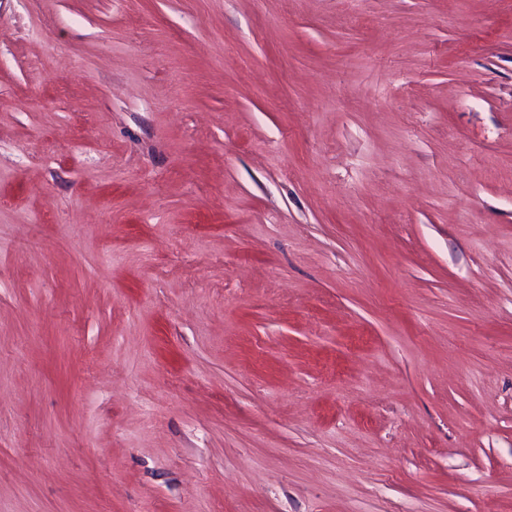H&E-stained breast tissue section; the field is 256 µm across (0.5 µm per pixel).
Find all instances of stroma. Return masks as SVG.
Here are the masks:
<instances>
[{"instance_id": "1", "label": "stroma", "mask_w": 512, "mask_h": 512, "mask_svg": "<svg viewBox=\"0 0 512 512\" xmlns=\"http://www.w3.org/2000/svg\"><path fill=\"white\" fill-rule=\"evenodd\" d=\"M0 512H512V0H0Z\"/></svg>"}]
</instances>
